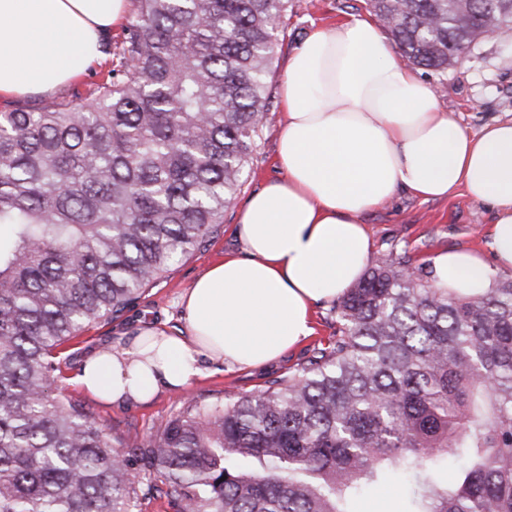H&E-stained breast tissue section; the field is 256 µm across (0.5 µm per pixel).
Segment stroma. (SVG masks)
<instances>
[{
	"instance_id": "obj_1",
	"label": "stroma",
	"mask_w": 512,
	"mask_h": 512,
	"mask_svg": "<svg viewBox=\"0 0 512 512\" xmlns=\"http://www.w3.org/2000/svg\"><path fill=\"white\" fill-rule=\"evenodd\" d=\"M363 0H291L285 20L286 32L272 60L268 78L270 92L266 129L249 164L247 180L222 224L216 225L206 243L193 254L172 265L168 272L120 317L90 324L63 352L61 371L55 378L58 392L82 404L112 439L134 444L155 433L160 423L183 407L188 397L202 396L213 401L225 391L253 393L269 381L286 375L289 368L306 360L311 349L326 342L336 329L332 302L314 308L315 332L276 364L251 369L210 365L206 375L192 386L165 390L147 404L107 405L79 388L74 377L83 360L95 350L128 340L138 327L151 324L168 333L179 334L185 326L180 315V298L186 288L213 262L236 252L235 235L239 212L246 198L268 179L278 174L277 137L285 118L279 86L288 58L309 30L336 25L355 15ZM441 108L469 133L498 120L512 119V31L474 46L450 68L438 93ZM371 239V256L379 258L390 245L407 250L415 263H429L442 248L474 250L489 254L492 208L469 199L464 192L441 201H424L399 195L362 217ZM402 491L399 482L388 479L365 490L356 498L354 512H400Z\"/></svg>"
}]
</instances>
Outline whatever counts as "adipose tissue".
<instances>
[{
  "mask_svg": "<svg viewBox=\"0 0 512 512\" xmlns=\"http://www.w3.org/2000/svg\"><path fill=\"white\" fill-rule=\"evenodd\" d=\"M126 10L127 0H0V98L70 82ZM280 100V174L240 212L241 254L183 293L184 335L143 329L86 359L76 380L101 402H148L192 385L207 363L278 362L311 336L314 305L363 274L370 237L361 216L401 192L428 201L462 190L492 207V260L441 249L430 259L435 287L481 294L492 269L512 270V120L468 133L363 16L309 32L288 59Z\"/></svg>",
  "mask_w": 512,
  "mask_h": 512,
  "instance_id": "ef3b65f1",
  "label": "adipose tissue"
}]
</instances>
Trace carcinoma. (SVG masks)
<instances>
[{
    "label": "carcinoma",
    "instance_id": "cac0c4a2",
    "mask_svg": "<svg viewBox=\"0 0 512 512\" xmlns=\"http://www.w3.org/2000/svg\"><path fill=\"white\" fill-rule=\"evenodd\" d=\"M439 77L499 23L485 0H365ZM289 0H133L87 96L0 112V512H135L139 481L54 392L60 347L206 242L241 192ZM394 249L336 330L256 393L190 398L141 454L177 512H352L401 474L403 512H512V279L434 286Z\"/></svg>",
    "mask_w": 512,
    "mask_h": 512
}]
</instances>
